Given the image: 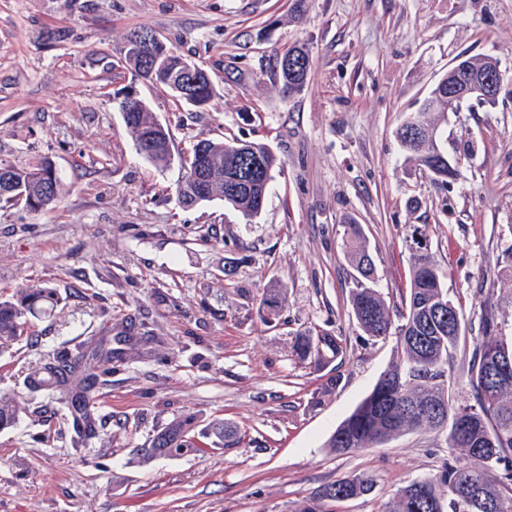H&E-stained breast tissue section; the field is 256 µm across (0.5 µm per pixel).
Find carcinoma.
I'll list each match as a JSON object with an SVG mask.
<instances>
[{
	"label": "carcinoma",
	"instance_id": "obj_1",
	"mask_svg": "<svg viewBox=\"0 0 512 512\" xmlns=\"http://www.w3.org/2000/svg\"><path fill=\"white\" fill-rule=\"evenodd\" d=\"M119 108L132 112L126 122L135 152L150 138L154 152L144 156L153 165L166 168L172 161L170 135L166 128L158 129V120L144 101L123 100ZM407 157L427 173L434 171L436 160L421 145L399 140ZM216 168L234 171L257 158H265L267 144L204 138L192 147L190 156L198 155ZM49 162L35 167L12 166L11 175L19 183L31 187L39 200L37 210L56 206L61 194L59 176L45 177ZM273 175L259 178L249 194L224 199V180H216L210 188L211 198L224 200L247 217L260 213L264 207ZM197 171L185 172L177 183L178 197L200 196ZM418 228L409 234L415 249L411 253V281L408 294L401 306L391 308L375 288V264L364 246H355L350 259L357 276L349 302L359 326L376 339H395L397 360L379 377L371 392L336 428L328 447L337 454L383 444L388 437H399L420 428L450 431L459 405L456 397L448 396V365L454 358L461 335L448 331V309L439 306L438 296L443 291L442 276L437 261L416 237ZM50 288L21 290L10 299L0 301V340L17 336L19 320L26 313L53 301ZM482 335L476 337L471 353L470 387L476 409L471 423L469 445L447 437L448 448L454 453L445 460L433 476L418 478L401 487L383 504L382 512H512V487L503 486L492 477V470L506 459H512V394L505 395L502 387H492L487 381V365L495 357L512 363V343L495 335L498 325L487 317L482 322ZM311 333L297 334L294 352L302 359L321 362L325 356L339 357L343 352L341 341L323 334V351L310 347ZM97 374L87 370L78 372L76 364L59 357L34 370L27 379L34 392L45 389L58 391L68 400L80 399L83 405L74 410L78 432L94 434L91 409L94 407V388ZM17 406L13 398L0 396V428L14 423ZM211 430L224 447L238 443L236 426L216 420ZM191 423L176 419L168 423L153 439L152 454L181 455L195 449ZM375 481L368 475L341 479L316 490L302 512H325L324 503L344 501L369 495Z\"/></svg>",
	"mask_w": 512,
	"mask_h": 512
}]
</instances>
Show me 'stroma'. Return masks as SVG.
<instances>
[{
	"label": "stroma",
	"mask_w": 512,
	"mask_h": 512,
	"mask_svg": "<svg viewBox=\"0 0 512 512\" xmlns=\"http://www.w3.org/2000/svg\"><path fill=\"white\" fill-rule=\"evenodd\" d=\"M139 30L211 73L205 110L126 69ZM293 46L311 61L299 91L274 74ZM484 55L506 80L495 104L449 114V145L475 152L438 184L395 132L455 59ZM132 89L174 156L202 138L268 144L279 165L260 215L181 207L180 165L158 170L133 148L119 109ZM0 160L51 161L63 186L51 210L0 204V297L55 291L0 343V395L18 405L0 430V512H301L320 486L362 474L375 493L325 512H380L435 474L448 456L437 430L327 446L397 356L352 314L347 225L388 304L410 286L416 224L469 335L490 317L512 336V0H0ZM273 290L275 315L262 307ZM304 330L340 337L342 355L300 361ZM97 346L112 360L97 366L96 430L81 440L27 376ZM219 418L239 428L233 447L210 432ZM175 419L191 421L197 452L143 459Z\"/></svg>",
	"instance_id": "35a3bbf8"
}]
</instances>
